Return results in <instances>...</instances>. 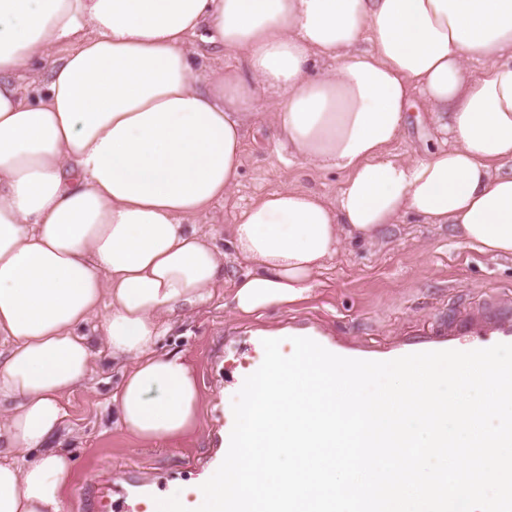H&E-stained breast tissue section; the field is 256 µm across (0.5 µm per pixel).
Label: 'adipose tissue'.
<instances>
[{
	"mask_svg": "<svg viewBox=\"0 0 512 512\" xmlns=\"http://www.w3.org/2000/svg\"><path fill=\"white\" fill-rule=\"evenodd\" d=\"M196 38L231 59L202 88ZM34 61L47 79L25 98ZM268 90L289 158L344 179L332 202L263 195L222 249L196 221L237 186ZM417 94L447 144L399 161ZM409 218L512 256V0H0V512H67L70 455L49 442L94 336L125 362L116 426L177 443L202 395L160 343L225 257L248 266L231 306L252 314Z\"/></svg>",
	"mask_w": 512,
	"mask_h": 512,
	"instance_id": "ef3b65f1",
	"label": "adipose tissue"
}]
</instances>
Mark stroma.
Instances as JSON below:
<instances>
[{"label":"stroma","mask_w":512,"mask_h":512,"mask_svg":"<svg viewBox=\"0 0 512 512\" xmlns=\"http://www.w3.org/2000/svg\"><path fill=\"white\" fill-rule=\"evenodd\" d=\"M277 146L273 121L249 126L235 190L216 202L205 231L224 239L241 210L257 197L289 184L334 198L343 172L288 166ZM229 291L177 321L165 338L193 361L203 396L199 428L169 445L144 446L112 421L108 394L119 380L109 353L95 361V374L66 401L64 427L54 439L74 460L69 512H121L123 492L153 478L155 493L188 482L189 463L208 458L220 431L217 416L228 409L227 379L243 371L248 336L308 319L344 348H391L449 327L512 319V257L490 259L457 242L448 227L411 221L394 225L368 244L349 246L315 277L308 299L254 315L228 307Z\"/></svg>","instance_id":"35a3bbf8"}]
</instances>
